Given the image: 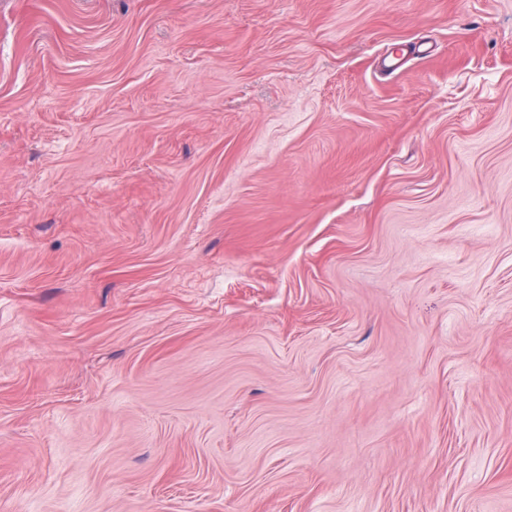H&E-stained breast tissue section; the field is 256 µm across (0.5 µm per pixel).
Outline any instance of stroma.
<instances>
[{
	"label": "stroma",
	"mask_w": 512,
	"mask_h": 512,
	"mask_svg": "<svg viewBox=\"0 0 512 512\" xmlns=\"http://www.w3.org/2000/svg\"><path fill=\"white\" fill-rule=\"evenodd\" d=\"M0 512H512V0H0Z\"/></svg>",
	"instance_id": "stroma-1"
}]
</instances>
